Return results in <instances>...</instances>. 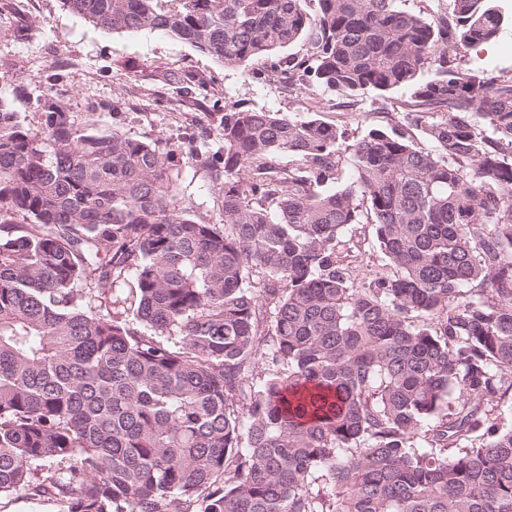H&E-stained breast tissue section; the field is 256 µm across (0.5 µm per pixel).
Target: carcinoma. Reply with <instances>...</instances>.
Wrapping results in <instances>:
<instances>
[{"instance_id": "obj_1", "label": "carcinoma", "mask_w": 512, "mask_h": 512, "mask_svg": "<svg viewBox=\"0 0 512 512\" xmlns=\"http://www.w3.org/2000/svg\"><path fill=\"white\" fill-rule=\"evenodd\" d=\"M60 0L288 91L396 90L433 143L239 100L218 137L102 134L0 98V499L62 512H512V68L499 0ZM293 164L279 168L273 158ZM215 224L180 191L185 161ZM392 274L359 286L344 232ZM468 64L495 74L512 66V28H507L499 39L490 45H479L468 51ZM375 230L372 224H354L343 235L339 258L350 266L357 275L360 284L368 281L375 272L386 273V260L375 245ZM0 512H59L56 502L49 500H34L26 493L19 492L11 498L1 501Z\"/></svg>"}]
</instances>
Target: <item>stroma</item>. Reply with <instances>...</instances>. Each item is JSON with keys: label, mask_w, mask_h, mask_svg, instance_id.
Returning a JSON list of instances; mask_svg holds the SVG:
<instances>
[{"label": "stroma", "mask_w": 512, "mask_h": 512, "mask_svg": "<svg viewBox=\"0 0 512 512\" xmlns=\"http://www.w3.org/2000/svg\"><path fill=\"white\" fill-rule=\"evenodd\" d=\"M467 61L491 74L512 66V28L496 42L470 49ZM182 78L197 102L179 108L174 101ZM50 95L69 99L77 123L138 139L188 138L210 124L211 113L238 100L300 117L318 111L353 140L390 126L422 134L412 113L404 111L401 92L348 97L310 87L291 94L276 79L256 80L224 68L187 41L159 31L106 33L64 10L59 0H0V96L25 125L37 127ZM118 100L128 110L116 117L112 104ZM374 238L370 224L354 225L343 235L340 258L361 283L386 269Z\"/></svg>", "instance_id": "obj_1"}]
</instances>
